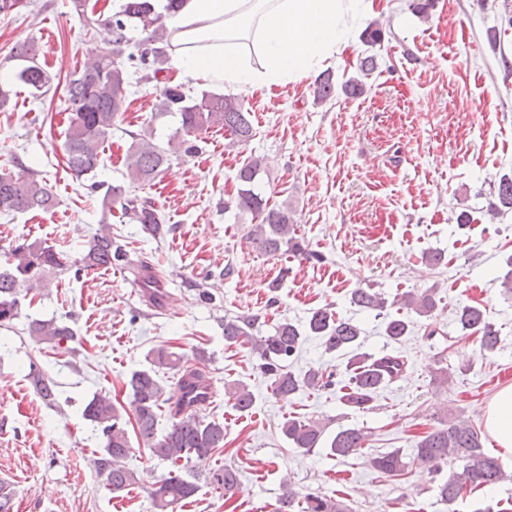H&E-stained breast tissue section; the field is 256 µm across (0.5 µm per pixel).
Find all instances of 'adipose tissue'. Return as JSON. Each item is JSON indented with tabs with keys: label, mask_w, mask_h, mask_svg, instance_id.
Instances as JSON below:
<instances>
[{
	"label": "adipose tissue",
	"mask_w": 512,
	"mask_h": 512,
	"mask_svg": "<svg viewBox=\"0 0 512 512\" xmlns=\"http://www.w3.org/2000/svg\"><path fill=\"white\" fill-rule=\"evenodd\" d=\"M374 6V0H182L164 23L184 76L261 90L308 77ZM483 419L512 455V385L495 394Z\"/></svg>",
	"instance_id": "1"
}]
</instances>
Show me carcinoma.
I'll list each match as a JSON object with an SVG mask.
<instances>
[{"label": "carcinoma", "instance_id": "carcinoma-1", "mask_svg": "<svg viewBox=\"0 0 512 512\" xmlns=\"http://www.w3.org/2000/svg\"><path fill=\"white\" fill-rule=\"evenodd\" d=\"M177 7L178 0H167L161 7L154 0H122L112 15H100L94 19L96 23L111 27L115 40L113 47L102 50L85 62L66 82L71 117L65 132L63 152L67 168L74 175H94L100 168L103 144L126 112L130 76L136 73L146 81L159 78L167 81V87L156 104L155 115L177 112L181 126L169 139L166 149L145 137L132 135L134 142L123 173L128 186H141L153 181L164 171L171 155L180 151L186 155L198 151L203 134L213 128L223 129L232 136L233 142L241 145L253 137L250 113L244 111L238 98L207 93L193 97L183 84L174 83L165 76L169 72V36L163 11ZM131 26L141 29L143 38L128 51L123 45L127 43L125 31ZM39 54L40 47L34 40L19 45L12 54V57L27 62L16 72L14 80L36 92L48 89L54 80L51 73L38 63ZM12 81H0V111L7 110L12 101ZM335 92L330 74H323L315 81L313 94L317 101L325 102ZM260 174L261 160L252 156L245 159L237 172L239 188L234 198L236 208L250 213L257 221L251 235L259 248L268 255L291 252L304 260L320 259L296 237L288 203L272 205L262 195ZM493 194L496 199L490 208L493 214L512 212L511 177L500 178ZM116 202L123 214L141 225L147 234L156 238L166 233L163 217L151 198L133 194L122 185H110L103 195L102 206L110 210ZM57 204L52 189L34 173L0 172V213L33 210L48 213ZM126 267L136 272L144 297L154 305H162L167 292L161 288L159 276L143 261L134 264L123 246L112 239V231L108 229L89 238L73 259L37 239H18L5 253V266L0 267V326H6L20 316L26 300L22 288L31 279H41L72 268L78 274L91 269ZM351 302L363 311H374L376 316H384V332L389 339L399 341L410 333L409 321L386 313L387 299L383 293L372 288H357L352 292ZM400 305L421 317H430L437 308L436 289L407 292L401 296ZM457 321L462 332L477 335L480 353L497 351L500 336L486 321L480 307L460 306ZM257 323L258 317L253 315L224 320V341L250 345V350L259 360L260 369L271 379L275 397L280 400L288 401L301 391H320L333 385L332 375L325 374L318 367L311 366L300 373L288 369V359L298 353L308 336L321 337L327 353L351 354L345 367L348 375V382L344 385L346 391L340 401L358 411L370 409L377 394L399 380L406 369V360L399 355L387 353L376 357L357 352L362 333L359 324L351 318L337 317L326 308L312 312L303 327L290 322L280 323L267 336L252 334ZM28 333L36 343L53 346L63 340L74 339L73 329L54 319L31 321ZM181 361L180 355L165 348L154 351L151 366L132 372L126 383L129 411L125 413L107 395H96L85 406L84 418L105 440L104 448L92 459L91 465L104 478L107 489L112 493H120L136 483L134 471L126 466V459L132 452L131 432L152 456L173 466L184 460L204 464L213 451L224 447V424L200 416L204 398L196 393V389H205L209 383L199 371L182 372ZM160 369L179 373L181 393L171 414V424L162 433L158 432L159 411L167 399L158 375ZM28 379L47 405L56 403V382L37 364L30 366ZM228 402L234 410L247 413L253 407L254 397L247 386L237 384L228 392ZM281 431L291 447L302 454L316 448H327L334 456H347L365 449L368 441V432L358 427L341 428L326 438L324 428L309 419L288 418L283 422ZM445 463L450 470L448 477L443 478L441 474ZM369 464L381 474L398 476L409 463L403 460L400 450L395 449L369 456ZM412 464L427 468L437 478L439 501L448 506V512H456L455 505L465 493L491 489L512 480V475L505 472L499 459L485 451L480 433L464 419L441 421L426 432L414 448ZM205 474L207 483L226 495L238 483L237 470L228 465L208 469ZM198 490L196 483L170 476L150 490V497L157 512H167V509H173L194 496ZM294 506L300 512H347L338 499L309 493L297 501L291 491L279 501L275 512H288Z\"/></svg>", "mask_w": 512, "mask_h": 512}]
</instances>
